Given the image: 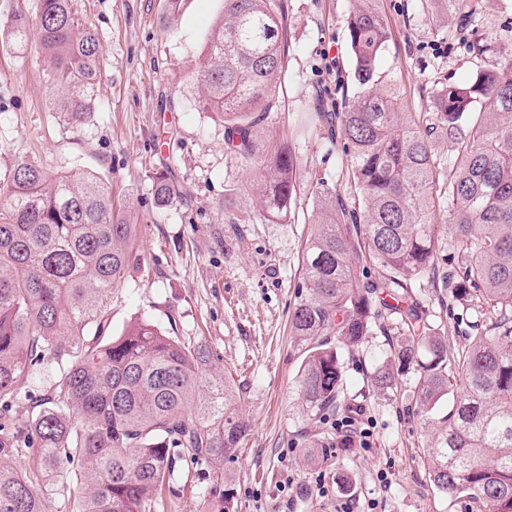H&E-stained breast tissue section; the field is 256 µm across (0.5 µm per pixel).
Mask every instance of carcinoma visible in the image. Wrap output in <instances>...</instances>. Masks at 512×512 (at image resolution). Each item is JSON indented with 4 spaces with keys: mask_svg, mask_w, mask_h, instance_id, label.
Returning a JSON list of instances; mask_svg holds the SVG:
<instances>
[{
    "mask_svg": "<svg viewBox=\"0 0 512 512\" xmlns=\"http://www.w3.org/2000/svg\"><path fill=\"white\" fill-rule=\"evenodd\" d=\"M437 2L442 19L471 16L470 0ZM345 26L360 91L343 111L302 124L311 132L336 120L354 202L317 187L305 293L291 318L306 344L299 397L309 413L337 404L342 350L362 343L383 311L398 315L392 362L372 382L394 394L395 371L412 369L420 412L432 415L447 399L426 461L430 485L512 512V58L441 86L426 111L406 112L378 76L391 30L375 0H353ZM11 34L37 38L58 90L96 78L97 36L78 28L71 0H39ZM283 62L270 0H224L194 75L203 109L224 115L228 149L255 165L260 211L272 224L290 213L298 170L291 144L263 151L257 139ZM443 137L456 140L455 157L437 151ZM137 240L97 174L54 175L28 160L9 171L0 199V512H49L59 499L61 512H157L180 463L205 468L219 512L228 507L224 464L248 431L240 389L206 345L147 317L112 333V288L136 259ZM426 277L476 317L461 355L414 296L412 284ZM42 375L49 384L20 385ZM19 404L28 408L22 422L13 417ZM30 453L34 463L21 464Z\"/></svg>",
    "mask_w": 512,
    "mask_h": 512,
    "instance_id": "1",
    "label": "carcinoma"
}]
</instances>
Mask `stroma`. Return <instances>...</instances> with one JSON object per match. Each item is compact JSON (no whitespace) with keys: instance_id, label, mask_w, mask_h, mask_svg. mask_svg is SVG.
I'll return each mask as SVG.
<instances>
[{"instance_id":"stroma-1","label":"stroma","mask_w":512,"mask_h":512,"mask_svg":"<svg viewBox=\"0 0 512 512\" xmlns=\"http://www.w3.org/2000/svg\"><path fill=\"white\" fill-rule=\"evenodd\" d=\"M38 0H0V182L20 160L53 174L84 170L111 182L115 201L139 231L138 259L112 290V331L137 316L171 335L205 344L241 391L248 435L230 467L232 512H488L437 491L425 475L434 428L412 402L417 384L377 392L371 375L390 359L395 318L344 352L345 394L336 411L307 414L298 395L304 344L291 334L303 283L302 252L318 214V182L346 190L347 158L326 131L299 141L291 213L272 224L260 214L255 171L231 154L224 120L204 111L192 77L224 0H72L80 25L98 36V73L73 92L93 108L72 120L36 41H11L15 16ZM392 37L379 73L407 111L420 112L434 89L460 80L478 61L512 53V0H473L467 32L437 27L430 0H378ZM286 34L278 102L266 125L289 138L303 112L341 107L356 91L345 15L348 0H273ZM478 33L484 58L468 49ZM171 201L157 206L156 181ZM233 198L243 225L230 224ZM439 334L464 350L471 315L442 289L416 291ZM349 478L343 491L340 478ZM210 486L183 467L164 512H212Z\"/></svg>"}]
</instances>
